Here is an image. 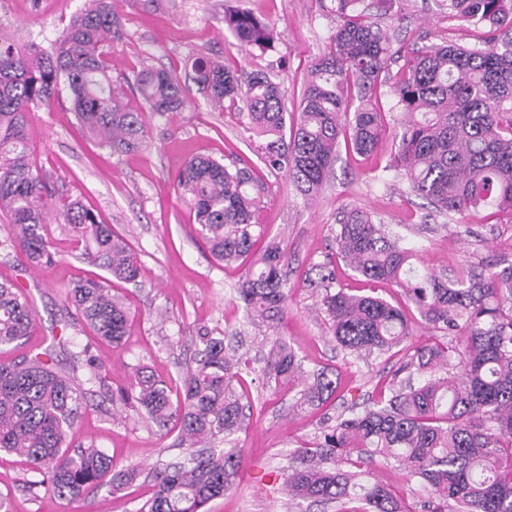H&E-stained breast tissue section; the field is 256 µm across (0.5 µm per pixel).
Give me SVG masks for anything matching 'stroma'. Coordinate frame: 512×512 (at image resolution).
<instances>
[{"mask_svg": "<svg viewBox=\"0 0 512 512\" xmlns=\"http://www.w3.org/2000/svg\"><path fill=\"white\" fill-rule=\"evenodd\" d=\"M85 2L0 0V31L50 47ZM230 6L251 10L275 25L278 38L271 50L243 51L234 45L224 29V11ZM112 10L122 21V37L110 47L116 91L127 92L126 76L145 64L172 71L182 83H190L186 59L202 54L248 71L269 69L285 76L292 112L298 109L308 70L327 52L336 29L327 0H112ZM379 20L394 46L405 53L432 44L471 46L482 36L481 27L450 18L445 0H396L390 14ZM190 100L191 108L184 111L150 117L144 146L122 156L83 135L68 95L32 114L27 134L35 167L57 194L78 198L126 235L141 273L137 282L114 288L130 310L123 344H101L76 320L66 300L75 275L103 273L87 260L85 242L71 226L48 224L55 260L32 271L19 253L5 246L8 219L0 214V279L21 286L35 319L29 338L0 347V360L52 349L66 369L71 353L88 349L100 365L102 380L92 385L69 433L71 447L92 445L112 455L116 465L143 471L178 455L174 435L149 425L137 408L119 407L112 394L131 386L138 365L161 379L177 381L192 352L190 338L202 325L223 331L231 345L250 355L260 354L262 333L246 324L244 309L232 296L243 268L225 267L212 259L197 234L193 211L174 187L177 171L194 155L249 163L266 187L258 220L271 234L282 236L288 253V309L279 333L294 345L304 369L333 371L341 388L321 414L300 418L291 412L292 393L246 381L253 408L239 435L244 456L238 486L212 500L207 509L336 512L332 504L288 499L282 491L283 475L293 464V452L313 441L321 415L335 417L352 404L374 399L386 387L393 366L389 359L348 361L328 341L323 320L314 311L316 298L306 277L324 258L339 211L358 207L372 212L405 244L418 249L422 268L434 272L511 262L512 219L490 208L465 219L434 212L387 170L393 150L388 139L366 158L339 145L320 198L305 204L284 174L269 171L261 162L256 141L236 109L211 110L195 92ZM35 479L23 458L0 453V496L6 498L10 512H139L152 494L150 483L140 482L116 496L103 486L70 501L36 485Z\"/></svg>", "mask_w": 512, "mask_h": 512, "instance_id": "35a3bbf8", "label": "stroma"}]
</instances>
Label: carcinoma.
I'll list each match as a JSON object with an SVG mask.
<instances>
[{
    "label": "carcinoma",
    "mask_w": 512,
    "mask_h": 512,
    "mask_svg": "<svg viewBox=\"0 0 512 512\" xmlns=\"http://www.w3.org/2000/svg\"><path fill=\"white\" fill-rule=\"evenodd\" d=\"M337 25L329 51L311 68L299 112L288 111L284 82L256 69L192 56L187 65L206 104L224 102L243 111L247 129L260 140L266 168L284 171L305 199L314 200L348 131L351 148L373 153L386 132L377 97L387 80L393 49L374 14L361 0H333ZM449 13L483 27L482 42L430 45L413 53L393 83L399 111L396 151L390 167L412 193L438 213L470 215L485 207L512 218V0H448ZM224 29L244 47L262 52L275 42L274 26L247 9L224 11ZM122 35L110 0H87L51 50L20 44L0 32V212L9 218L4 243L29 268L54 260L44 235L49 216L72 225L94 244L91 258L109 277H78L67 299L96 336L118 344L129 310L112 293V281L133 282L139 262L128 239L71 197L57 196L34 168L27 128L31 113L50 106L61 88L75 120L97 144L116 154L146 142L147 118L180 112L189 104L186 86L164 69L142 67L128 81L143 102L133 109L112 87V58L104 46ZM176 190L194 211L198 233L213 258L245 265L236 299L248 320L270 331L259 375L262 384L295 390L299 411L327 402L337 381L319 369L303 375L290 342L274 334L288 300L282 242L265 238L257 213L265 186L244 165L188 158ZM417 253L362 208L340 212L336 233L318 278L317 312L349 357L400 353V386L360 412L321 422L313 446L296 451L298 464L284 475L292 499L334 503L348 512H512V263L436 274L416 265ZM368 283L402 289L421 320L460 346L408 344L405 312L386 299L339 287L338 263ZM33 309L20 287L0 281V346L32 329ZM195 352L177 387L143 367L119 399L134 404L159 429L177 431L185 459L154 468L155 493L139 512H206L230 492L244 448L246 395L238 389L250 362L231 357L224 335L197 328ZM81 384L58 371L51 353L0 360V452L26 458L36 484L76 500L103 485L121 490L141 478L119 468L98 448H70L68 431L84 399ZM219 441L207 454L198 447ZM375 457L408 471L426 492L410 507L380 481L362 483L360 464Z\"/></svg>",
    "instance_id": "cac0c4a2"
}]
</instances>
